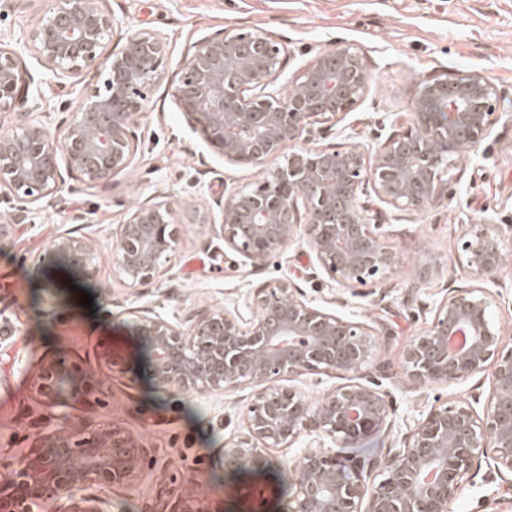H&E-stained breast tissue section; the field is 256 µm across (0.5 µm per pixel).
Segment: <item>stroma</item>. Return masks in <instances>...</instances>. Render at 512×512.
I'll return each instance as SVG.
<instances>
[{
	"label": "stroma",
	"mask_w": 512,
	"mask_h": 512,
	"mask_svg": "<svg viewBox=\"0 0 512 512\" xmlns=\"http://www.w3.org/2000/svg\"><path fill=\"white\" fill-rule=\"evenodd\" d=\"M114 38L105 53L118 51L130 29L159 34L167 43L162 79L148 92L136 120L141 143L129 166L105 184L90 187L70 179L54 199L16 213L0 198V218L13 223L0 237V316L11 334L0 342V478L11 460L27 452L33 438L58 424L61 415L93 424L111 423L139 435L150 448L146 482L134 489L97 487L109 512H168L177 498L202 489L221 492L224 512H249L250 491L262 494V512H280L294 492L300 447L274 449L260 476L239 475L216 466L218 449L230 447L244 430L251 387L234 393L196 391L176 395L157 388L148 358L131 336L130 309L148 307L171 321L205 308H236L251 316L255 288L288 279L314 304L368 325L375 349L364 375L386 392L391 432L371 438L376 458L410 432L436 403L470 395L488 396L490 381L478 375L452 386H419L406 375L407 344L430 325L449 289L473 284L460 239L475 225L500 231L505 259L491 291L494 318L512 341V0H108ZM42 0H0V43L15 50L30 70L38 64L29 37L38 24ZM261 29L280 37L288 62L270 86L272 94L293 90L300 68L337 42L354 43L371 81L349 118L355 145L370 146L388 136L395 114L409 112L427 80L459 71L488 76L502 96L491 136L460 152L448 197L422 211L387 208L388 242L398 256L390 274L370 289L337 285L294 244L260 270L228 247L219 232L222 203L230 191L253 186L262 169L229 162L214 153L179 112L168 92L186 62L190 43L219 29ZM92 79L76 82L43 76L38 92L43 109L33 118L58 130L76 112ZM168 200L179 230L174 252L153 283L133 286L116 270L113 234L131 207ZM61 230L96 247L99 274L85 282L56 266L38 262ZM56 279L58 294L44 284ZM93 298L81 304V293ZM126 345L124 374L99 363L102 344ZM62 355L89 373L96 389L88 403L71 409L46 407L33 388L41 365ZM450 512H512V488L475 475L462 482Z\"/></svg>",
	"instance_id": "obj_1"
}]
</instances>
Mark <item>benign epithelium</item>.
<instances>
[{
    "label": "benign epithelium",
    "instance_id": "benign-epithelium-1",
    "mask_svg": "<svg viewBox=\"0 0 512 512\" xmlns=\"http://www.w3.org/2000/svg\"><path fill=\"white\" fill-rule=\"evenodd\" d=\"M44 2L30 36L37 63L57 78L94 74L102 83L82 97L57 134L36 121L0 134V191L21 208L54 197L68 177L95 186L128 166L140 142L134 116L161 80L166 53L157 34L128 30L121 49L104 54L114 31L106 0ZM286 65L287 49L273 35L219 30L189 46L170 94L227 160L265 165L291 149L287 165L264 169L254 187L224 198L225 245L259 267L301 241L336 283L365 286L396 266L380 205L420 211L445 199L443 173L454 165L448 149L475 147L491 133L498 87L479 71L435 78L411 111L396 117L397 130L385 141L368 148L322 145L312 126L321 119L344 121L367 89L370 74L361 53L341 42L314 56L295 82L297 89L313 88V96L291 92L272 104L265 90ZM34 82L26 62L0 44V112ZM176 242L166 201L135 205L115 232L119 274L133 286L153 282ZM462 251L476 285L448 289L431 325L407 345L403 368L424 386L487 375L492 390L482 411L475 408L477 396L431 407L401 446L387 449L382 479L372 484L366 478L374 462L317 445L307 449L283 512H448L472 468L484 464L503 482L512 475V348L484 287L503 264L504 243L487 227L466 235ZM39 261H61L87 281L98 274L94 246L71 232L58 233ZM253 303L258 313L248 321L236 309H208L187 315L183 326L151 309L129 310L154 384L181 393L254 389L244 432L219 449L218 464L229 472H257L267 467L268 450L291 448L303 437L351 448L392 429L385 394L370 381L340 385L317 404L282 384L313 369L359 372L372 347L363 323L327 312L285 280L255 289ZM454 335L465 338L463 347H449ZM98 359L120 374L129 361L115 342L102 346ZM65 381L71 384L67 393ZM34 388L46 406L59 407L85 398L91 385L78 365L49 358ZM147 459L148 448L124 428L60 424L38 433L30 450L11 462L12 477L0 482V512H32L37 501L63 497L71 501L68 512H107L94 487L138 486L147 476ZM169 512H224V498L205 494Z\"/></svg>",
    "mask_w": 512,
    "mask_h": 512
}]
</instances>
